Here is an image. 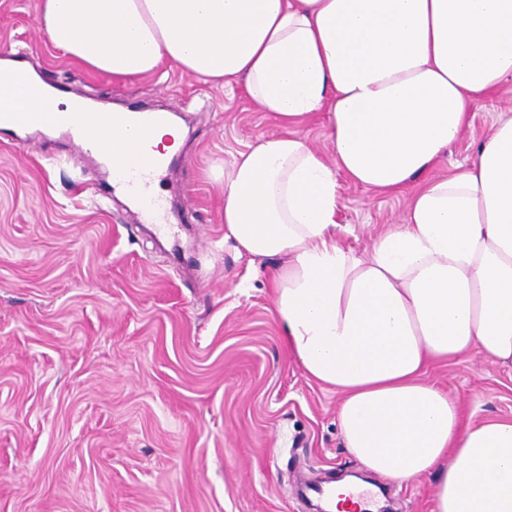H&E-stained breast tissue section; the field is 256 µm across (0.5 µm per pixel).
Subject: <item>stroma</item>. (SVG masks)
<instances>
[{
    "label": "stroma",
    "mask_w": 512,
    "mask_h": 512,
    "mask_svg": "<svg viewBox=\"0 0 512 512\" xmlns=\"http://www.w3.org/2000/svg\"><path fill=\"white\" fill-rule=\"evenodd\" d=\"M40 3L0 0V57L23 58L67 95L175 111L184 144L159 178L160 226L135 219L66 136L0 131V512H312L302 483L364 467L344 447L339 394L307 378L283 340L279 258L225 242L217 177L278 121L241 85L82 69L37 28ZM505 115L506 85L433 176L466 164ZM340 184L342 240L359 253L401 223L415 191ZM427 377L457 400L461 427L512 420L511 366L473 353ZM366 475L395 512H432L434 475Z\"/></svg>",
    "instance_id": "35a3bbf8"
}]
</instances>
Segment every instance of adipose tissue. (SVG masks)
Wrapping results in <instances>:
<instances>
[{
    "label": "adipose tissue",
    "mask_w": 512,
    "mask_h": 512,
    "mask_svg": "<svg viewBox=\"0 0 512 512\" xmlns=\"http://www.w3.org/2000/svg\"><path fill=\"white\" fill-rule=\"evenodd\" d=\"M36 22L87 69L134 81L168 62L243 84L277 118L223 174L224 237L282 258L276 313L307 377L340 394L345 448L400 483L437 473L432 512H512V421L460 428L456 400L426 377L473 350L512 365V118L422 181L364 255L336 232L337 172L401 191L512 81V0H41ZM47 95L108 166L182 146L168 118L139 140L127 110ZM322 110L327 155L298 132Z\"/></svg>",
    "instance_id": "1"
}]
</instances>
